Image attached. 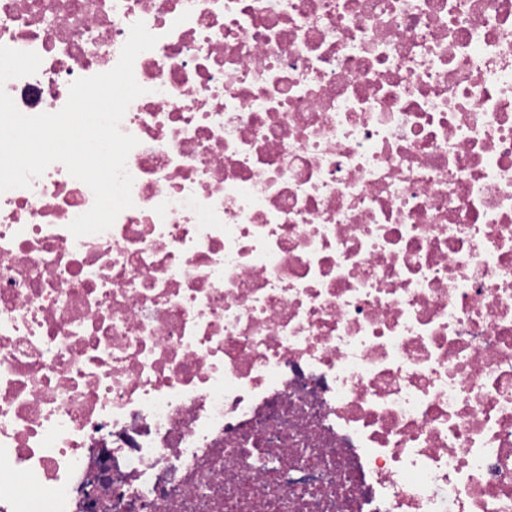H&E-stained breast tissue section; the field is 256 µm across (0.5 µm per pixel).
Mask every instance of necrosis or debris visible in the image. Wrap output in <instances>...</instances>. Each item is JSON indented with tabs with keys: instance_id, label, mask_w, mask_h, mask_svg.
Segmentation results:
<instances>
[{
	"instance_id": "necrosis-or-debris-1",
	"label": "necrosis or debris",
	"mask_w": 512,
	"mask_h": 512,
	"mask_svg": "<svg viewBox=\"0 0 512 512\" xmlns=\"http://www.w3.org/2000/svg\"><path fill=\"white\" fill-rule=\"evenodd\" d=\"M138 21L133 207L0 193V512H512V0H0L6 92Z\"/></svg>"
}]
</instances>
